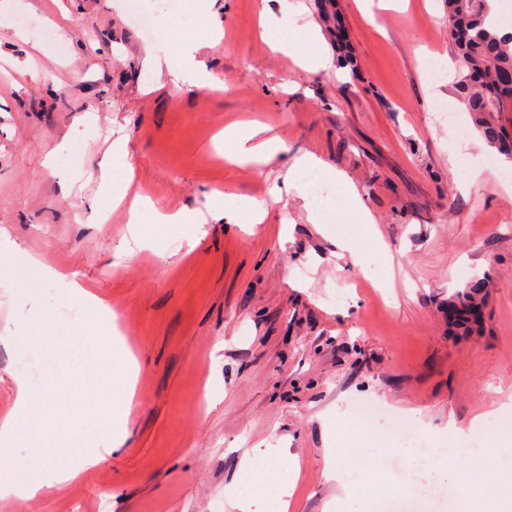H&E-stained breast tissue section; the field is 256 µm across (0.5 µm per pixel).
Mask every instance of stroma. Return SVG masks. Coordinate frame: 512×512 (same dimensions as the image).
<instances>
[{"label":"stroma","instance_id":"35a3bbf8","mask_svg":"<svg viewBox=\"0 0 512 512\" xmlns=\"http://www.w3.org/2000/svg\"><path fill=\"white\" fill-rule=\"evenodd\" d=\"M258 2L215 6L224 37L198 54L228 85L213 94L145 89L149 54L170 41L133 13L192 23L181 0L133 11L126 0H0V418L16 375L52 374L73 357L76 330L94 327L82 315L57 325L69 303L54 281L28 298L29 261L76 275L108 304L140 365L109 460L32 500L0 499V512H239L229 491L242 456L263 469L283 448L298 463L288 512H345L347 489L362 512H380L403 482L423 512H452L455 495L405 448H451L491 411L512 424V192L496 150L474 131L458 140L443 118L468 119L455 82L424 87L420 51L453 57L447 10L408 0L371 24L355 0H303L334 59L358 61L312 73L260 39ZM253 120L289 158L309 151L344 174L377 236L348 203L314 224L291 195L262 224L185 232L143 219L151 244L137 247L103 178L113 140H127L131 193L202 211L211 190L265 198L282 182L286 160L251 170L224 157L220 132ZM476 284L481 319L457 326L448 302ZM361 402L381 422L358 423ZM471 441L457 469L473 489L503 487L512 456L482 434ZM330 457L342 483L324 475Z\"/></svg>","mask_w":512,"mask_h":512}]
</instances>
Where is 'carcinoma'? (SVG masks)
<instances>
[{
    "instance_id": "obj_1",
    "label": "carcinoma",
    "mask_w": 512,
    "mask_h": 512,
    "mask_svg": "<svg viewBox=\"0 0 512 512\" xmlns=\"http://www.w3.org/2000/svg\"><path fill=\"white\" fill-rule=\"evenodd\" d=\"M448 18L466 15L454 40L462 77L459 98L474 127L487 143L512 160V134L503 114L512 110V34H498L488 21L487 0H446Z\"/></svg>"
}]
</instances>
